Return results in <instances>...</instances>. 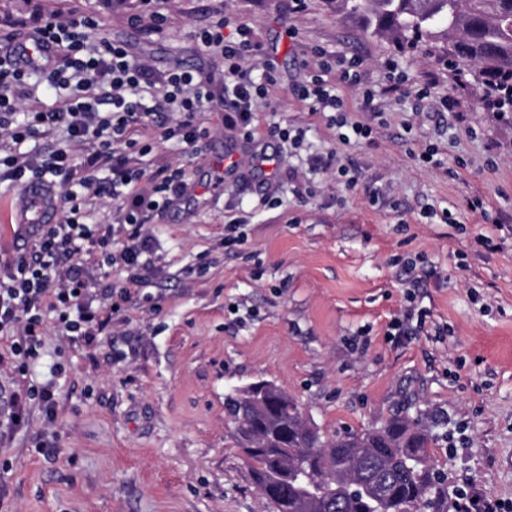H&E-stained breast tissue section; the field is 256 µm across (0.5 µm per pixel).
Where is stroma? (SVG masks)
Instances as JSON below:
<instances>
[{
  "label": "stroma",
  "instance_id": "1",
  "mask_svg": "<svg viewBox=\"0 0 512 512\" xmlns=\"http://www.w3.org/2000/svg\"><path fill=\"white\" fill-rule=\"evenodd\" d=\"M168 18L163 34L145 23ZM90 14L99 33L129 45L156 73L192 67L224 93V58L199 28L221 14L247 26L275 60L279 85L258 101L248 140L224 125L221 108L202 116L197 151L157 140L144 159L187 170L183 200L150 218L148 285L112 319L110 334L69 346L49 331L34 367L65 366L54 443L35 452L39 411L0 449L18 512H268L247 459L232 438L227 394L269 381L292 397L326 437L381 427L394 417L420 423L450 484L512 512V115L489 110L481 84L459 89L438 45L373 36L334 0H0V39L25 38L39 18ZM321 48L362 63L365 87L385 99L380 123L360 107L363 89L339 83L350 121L370 137L344 144L327 115L293 94L301 62ZM463 91V109L439 100ZM303 129L300 150L273 135ZM435 147L434 162L420 158ZM234 163L217 167L225 153ZM335 153L356 172L310 173L307 158ZM310 195L296 198L297 180ZM277 197L278 208L264 206ZM482 197L485 214L468 203ZM21 188L0 183V257L22 243L12 217ZM244 218L228 245L224 226ZM423 286L429 335L393 336L405 307L406 266Z\"/></svg>",
  "mask_w": 512,
  "mask_h": 512
}]
</instances>
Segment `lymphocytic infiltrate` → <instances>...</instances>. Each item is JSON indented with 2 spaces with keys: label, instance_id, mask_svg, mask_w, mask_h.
Segmentation results:
<instances>
[{
  "label": "lymphocytic infiltrate",
  "instance_id": "obj_1",
  "mask_svg": "<svg viewBox=\"0 0 512 512\" xmlns=\"http://www.w3.org/2000/svg\"><path fill=\"white\" fill-rule=\"evenodd\" d=\"M225 19L201 29L204 47L220 48L224 55V122L252 137L253 105L270 97L278 83L276 67L264 61L261 76H253L247 59H262L263 49L246 27H238L237 40L224 36ZM94 17L67 20L50 15L42 19L36 41L50 49L41 65L48 82L65 90L60 103L50 109L31 108L19 113L15 91L27 81L31 65L9 44L0 52V133L15 146L14 154L0 158V181L16 184L37 180L55 187L61 196L63 218L55 224L32 225L30 245L0 261V366H8L17 378L15 388L0 409V446H6L24 427L29 407H37L45 430L56 424L60 390L56 379L37 383L30 379V363L45 343L48 327L76 345L105 332L113 312L130 299L131 288L110 291L106 303L93 306L90 298L104 252L113 269L139 266L149 254L144 232L150 215L168 207L186 190L187 172L166 166L145 173L143 159L153 149L154 135L197 148L206 135L200 117L214 102L211 80L192 69L178 67L154 83L149 68L129 46L107 38L88 50ZM317 70L294 94L315 112H330L331 125L340 128L342 143L351 137L369 136L370 129L349 122L348 105L325 73L336 60L324 50L314 53ZM160 85L163 99L157 110L144 109L143 89ZM111 90L112 109L100 115L96 90ZM65 128L68 145L39 154L33 141L57 128ZM112 165V197L117 203L115 224H95L91 218L104 184L99 176L103 163Z\"/></svg>",
  "mask_w": 512,
  "mask_h": 512
}]
</instances>
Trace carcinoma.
I'll list each match as a JSON object with an SVG mask.
<instances>
[{
	"label": "carcinoma",
	"mask_w": 512,
	"mask_h": 512,
	"mask_svg": "<svg viewBox=\"0 0 512 512\" xmlns=\"http://www.w3.org/2000/svg\"><path fill=\"white\" fill-rule=\"evenodd\" d=\"M336 11L410 45L443 39L455 68L482 84L512 78V0H336ZM226 410L238 446L243 426L281 437L280 449H242L269 512H463L431 457L432 439L407 419L329 440L286 394L265 415L232 395ZM350 476L361 485L355 497L345 485Z\"/></svg>",
	"instance_id": "cac0c4a2"
}]
</instances>
